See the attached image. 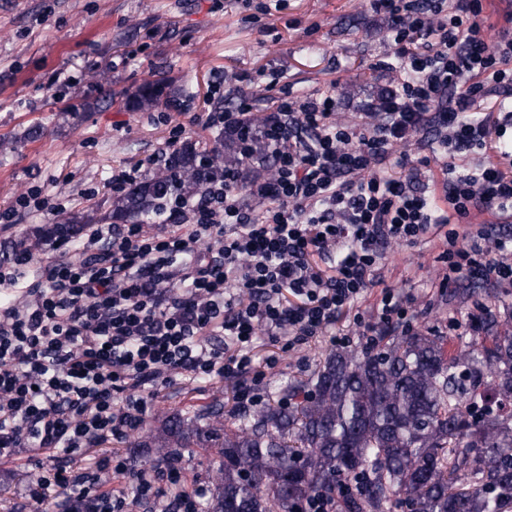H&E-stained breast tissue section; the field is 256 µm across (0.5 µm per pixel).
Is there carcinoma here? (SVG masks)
I'll return each instance as SVG.
<instances>
[{
  "label": "carcinoma",
  "mask_w": 512,
  "mask_h": 512,
  "mask_svg": "<svg viewBox=\"0 0 512 512\" xmlns=\"http://www.w3.org/2000/svg\"><path fill=\"white\" fill-rule=\"evenodd\" d=\"M163 79L126 97L147 111L180 93ZM253 153L269 172L262 138ZM243 180L237 134L224 130L211 149L186 143L162 171L120 191L103 219L150 224L175 196L194 197L224 171ZM99 218L71 214L15 242L31 254L42 243L76 239ZM275 405L237 415L224 408L169 416L137 448L182 463L197 443L220 449L218 484L200 512H302L316 495L342 497L343 512H512V333L481 336L465 356H448L432 333L381 336L360 354L330 351L301 401L287 384Z\"/></svg>",
  "instance_id": "cac0c4a2"
}]
</instances>
